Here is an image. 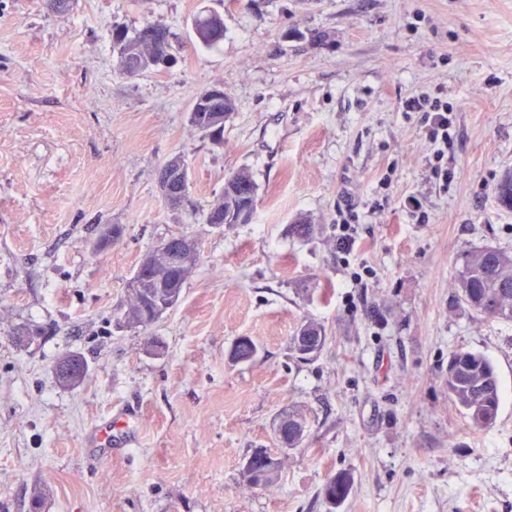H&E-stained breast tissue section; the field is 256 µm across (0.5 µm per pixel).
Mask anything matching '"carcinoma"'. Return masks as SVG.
I'll return each instance as SVG.
<instances>
[{"mask_svg":"<svg viewBox=\"0 0 512 512\" xmlns=\"http://www.w3.org/2000/svg\"><path fill=\"white\" fill-rule=\"evenodd\" d=\"M193 30L197 41L213 46L222 36L211 33V15L195 19ZM114 41L120 44V72L124 75L133 69H154L168 63L171 48V32L160 24L146 23L134 33L120 27L112 30ZM235 111L232 101L224 94H215L203 103H193L190 122L204 133H209L211 118ZM247 182L250 196L244 198L238 189V181ZM188 181L173 185L165 197L166 203L181 207L187 199ZM496 196L502 208L512 210V172L502 176L496 186ZM258 187L249 170L241 169L224 179V189L209 208L202 212V223L212 224L218 217L228 218L246 206L256 209ZM195 255L187 267L174 269H149L137 264L127 281L126 298L122 307L123 323L129 328H146L180 300L183 288L199 263ZM456 296L466 309L505 321H512V253L500 248L484 246L464 253L455 280ZM327 341L322 324L309 320L303 323L295 336L290 338L292 350L300 355H318ZM258 346L252 339L236 342L230 352L231 360H253ZM88 365L78 353H68L56 359L53 376L62 386H77L87 376ZM448 399L459 410L471 427L483 429L491 426L500 407V386L492 362L476 352L457 350L448 358ZM288 431V447L302 442L298 436L305 426V416L297 410L281 414ZM256 475L252 484L267 487L279 475L280 461L263 448L251 453ZM354 478L349 472H340L330 478L322 489L323 499L331 507L340 506L350 495Z\"/></svg>","mask_w":512,"mask_h":512,"instance_id":"obj_1","label":"carcinoma"}]
</instances>
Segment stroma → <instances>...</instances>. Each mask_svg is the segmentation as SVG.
<instances>
[{
	"instance_id": "35a3bbf8",
	"label": "stroma",
	"mask_w": 512,
	"mask_h": 512,
	"mask_svg": "<svg viewBox=\"0 0 512 512\" xmlns=\"http://www.w3.org/2000/svg\"><path fill=\"white\" fill-rule=\"evenodd\" d=\"M215 13L224 38L198 44ZM172 33L171 65L127 77L111 33ZM236 104L220 140L189 121L194 97ZM442 96L443 157L407 100ZM189 164L167 206L156 172ZM258 187L249 223L214 227L231 173ZM512 0H0V512H512V322L455 300L461 254L512 252ZM317 224L293 237L299 219ZM349 221L352 251L337 245ZM124 234L106 251L100 229ZM201 254L179 303L144 330L122 322L143 254L177 233ZM327 343L303 360L301 323ZM25 324L41 336L22 343ZM253 361L235 363L238 338ZM482 353L501 404L477 430L448 398V358ZM85 380L62 387L55 358ZM301 410L294 448L273 432ZM122 422L111 445L97 427ZM281 459L274 486L245 458ZM188 163L186 165L182 159L179 157H173L169 160V167L171 168V177L168 180V183H171L173 180H176L182 175L185 177L188 176ZM173 184V190L168 193V195L164 198L166 203L173 208L181 207L185 203L187 199V188H188V177L186 180L181 182L180 184ZM326 341L327 336L324 326L313 320L303 323L296 335L290 338L292 350L302 359L307 358L302 354L310 353L307 355L309 357L320 354ZM88 365L78 353H68L58 357L53 365V376L62 386H77L87 376ZM354 485V478L349 472H340L330 478L322 489L323 499L332 508L340 506L350 495Z\"/></svg>"
}]
</instances>
